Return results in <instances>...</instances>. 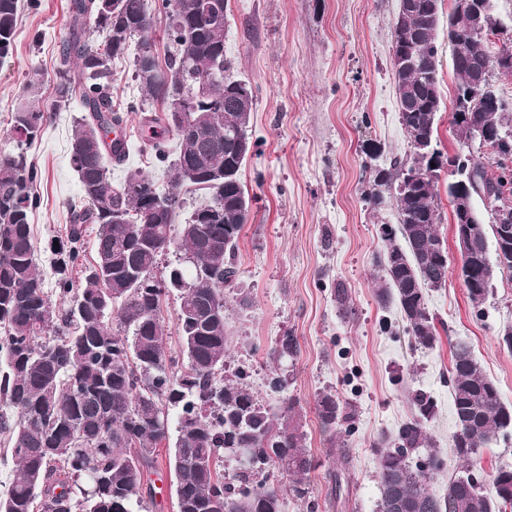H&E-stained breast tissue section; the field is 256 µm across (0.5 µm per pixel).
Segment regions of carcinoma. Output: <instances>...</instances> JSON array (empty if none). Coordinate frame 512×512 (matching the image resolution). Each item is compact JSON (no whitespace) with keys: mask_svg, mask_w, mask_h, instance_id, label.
<instances>
[{"mask_svg":"<svg viewBox=\"0 0 512 512\" xmlns=\"http://www.w3.org/2000/svg\"><path fill=\"white\" fill-rule=\"evenodd\" d=\"M438 0H399L392 42L405 43L408 62L393 67L399 121L412 153L390 168L373 171L379 191L370 201L391 199L396 227H382L377 297L395 302L414 344L437 341L436 317L427 307V290L448 281V249L440 236L436 206L439 173L451 168L448 198L459 194L483 201L495 195L512 205V138L490 153L470 151L473 127L512 131V105L491 82L471 91L473 66L493 77L499 60L512 59V41L492 48L488 37L470 34V16L448 14V44L458 56L452 125L460 135L452 156L437 148L436 118L441 108ZM225 0H71V25L61 43L55 74V99L47 108L31 100L12 115L17 151L0 156V433L17 474L0 490V512H137L143 508V476L156 449L169 448L176 483V512H284L286 496L310 499V473L318 462L305 448L306 434L297 401L288 396V378H267L280 396L278 411L266 407L238 369L224 374L228 337L224 289L249 306L234 263L239 236L248 222L251 198L240 172L253 145L247 127L254 94L244 81L216 77L224 62ZM18 0H0V61L8 58L17 34ZM165 20L169 48L160 64L148 39L156 19ZM106 33L98 44L86 22ZM132 57V78L140 99L128 109L142 112L155 159L168 161V135L177 142L166 188L139 171L112 179V164L123 163L128 145L106 144L112 127L123 123L112 101V62ZM171 84L210 81V91L189 102L202 128L183 136L170 112L163 79ZM79 95L84 114L70 144L77 173L80 207L71 208L65 240L50 245L55 255V288H45L37 264L30 215L38 207L41 170L24 147L39 136L48 113ZM160 103L159 111L146 105ZM205 192L207 208L193 210L173 234L185 204L186 188ZM473 215L474 246L462 279L470 302L484 303L499 274L512 273L509 249L497 225L485 227ZM95 224L96 259L81 281L69 264L83 251L84 225ZM174 252L194 261L176 263L166 276H154L161 257ZM55 295L63 306L54 304ZM178 297L180 347L171 351L163 336L162 301ZM117 318L119 329L112 328ZM297 352L293 336L276 341L272 357L286 361ZM456 432L452 447L462 470L437 496L428 489L440 459L425 421L434 403L415 390L416 415L398 429L393 442L378 447L380 512H500L512 504V469L500 468L485 489L470 463L504 430L512 429V406L481 370L463 344L451 362ZM321 429L334 441L355 416L351 405L330 392L317 399ZM176 438L168 444L170 420ZM248 448L255 465L242 463L231 477L218 470L225 456ZM288 473V488L270 479L269 469Z\"/></svg>","mask_w":512,"mask_h":512,"instance_id":"carcinoma-1","label":"carcinoma"}]
</instances>
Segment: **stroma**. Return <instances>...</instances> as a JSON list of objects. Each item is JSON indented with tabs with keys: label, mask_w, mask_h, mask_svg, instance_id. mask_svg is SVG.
<instances>
[{
	"label": "stroma",
	"mask_w": 512,
	"mask_h": 512,
	"mask_svg": "<svg viewBox=\"0 0 512 512\" xmlns=\"http://www.w3.org/2000/svg\"><path fill=\"white\" fill-rule=\"evenodd\" d=\"M70 0H22L12 56L0 64V155L15 151L11 115L39 72L42 103L54 96L61 41L71 14ZM439 19L441 110L438 147L459 149L451 123L457 75L448 47L447 10ZM398 0H227L224 57L232 78L248 82L254 109L248 134L254 144L241 180L251 199L250 217L236 249L235 264L251 305L238 306L224 295L230 367L251 370L249 384L259 400L278 408L266 383L272 370L284 373L288 393L303 415L305 444L322 466L311 476L314 512H378L377 455L373 442L395 436L415 410L410 393L421 390L435 404L426 427L442 466L429 490L442 494L459 470L451 447L456 432L449 384L451 349L464 343L484 373L512 405V352L500 334L512 325V274L497 276L482 305L470 302L458 277L459 257L453 210L442 170L438 181L439 233L448 248V281L429 290L427 306L445 327L434 347L413 346L398 308L376 296L379 271L374 257L382 247L380 227L397 221L393 205L374 207L369 175L411 152L402 128L392 79L391 32ZM112 100L125 107L139 96L130 59L112 65ZM82 115L79 100L56 112L27 153L42 170L41 204L30 217L37 262L46 284H53L50 240L66 235L69 205L79 199V181L69 157L74 126ZM141 115L127 111L124 129L130 144L126 166L115 178L139 168L165 185L166 165L158 163L140 135ZM344 283L351 313L336 306L332 290ZM282 336L298 340L296 356L272 364L269 352ZM336 394L355 406L352 428L344 436L351 459L348 502L333 501L329 475L336 470L328 437L320 428L316 399ZM174 477L165 453L148 474L151 494L146 512H174Z\"/></svg>",
	"instance_id": "stroma-1"
}]
</instances>
